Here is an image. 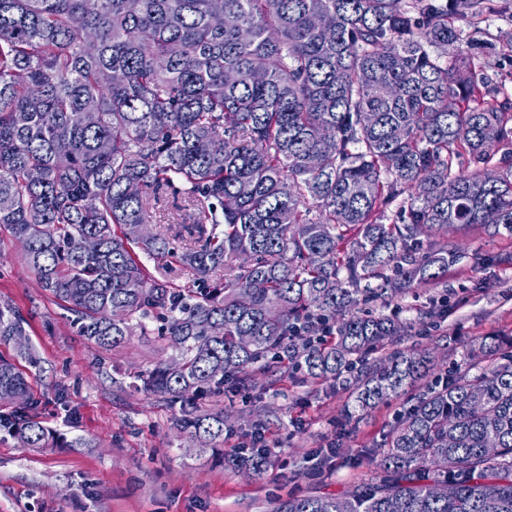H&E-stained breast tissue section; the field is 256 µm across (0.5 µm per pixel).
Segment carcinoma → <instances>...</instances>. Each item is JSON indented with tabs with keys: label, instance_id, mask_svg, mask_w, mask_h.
I'll use <instances>...</instances> for the list:
<instances>
[{
	"label": "carcinoma",
	"instance_id": "obj_1",
	"mask_svg": "<svg viewBox=\"0 0 512 512\" xmlns=\"http://www.w3.org/2000/svg\"><path fill=\"white\" fill-rule=\"evenodd\" d=\"M464 7L487 11L0 0V229L95 345L117 350L163 321L173 354L132 387L176 408L181 432L223 437L224 411L197 399L269 373L270 356L352 390L353 421L430 378L371 453L378 481L280 498L273 512H512V342L485 337L431 378L415 348L366 359L404 326L360 311L440 283L459 227L512 235V100L471 52L436 53L460 41L451 19ZM494 148L506 168L489 182ZM165 254L198 287L155 277L144 259ZM27 327L0 304V345L13 347L0 353V429L43 448L50 431L21 368L39 360L13 345ZM246 453L236 461L262 473L268 458Z\"/></svg>",
	"mask_w": 512,
	"mask_h": 512
}]
</instances>
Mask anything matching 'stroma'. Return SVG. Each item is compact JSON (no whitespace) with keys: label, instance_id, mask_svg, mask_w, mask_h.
<instances>
[{"label":"stroma","instance_id":"obj_1","mask_svg":"<svg viewBox=\"0 0 512 512\" xmlns=\"http://www.w3.org/2000/svg\"><path fill=\"white\" fill-rule=\"evenodd\" d=\"M462 41L477 40L473 55L492 83L512 95V0H494L482 22L454 21ZM460 257L444 283L407 293L376 312L397 315L407 333L395 347L433 353L438 370L462 363L483 336L512 338V237L480 224L448 237ZM10 302L29 321V339L41 359L28 380L41 400L45 426L63 438L46 448H21L0 432V512H271L274 496L340 494L370 481L368 459L394 425L404 400L394 397L349 424L351 391L294 372L257 388L200 399L202 409L225 410L226 439L203 447L176 428V409L161 397L135 391L131 375L170 355L152 321L149 335L130 337L117 352L80 336L71 315L38 287L20 251L0 229V303ZM445 303L447 320L428 327L420 318ZM279 441L278 456L258 476L225 468L236 440L248 438L257 414ZM302 427H294V420ZM335 440L321 470L308 469L311 454Z\"/></svg>","mask_w":512,"mask_h":512}]
</instances>
